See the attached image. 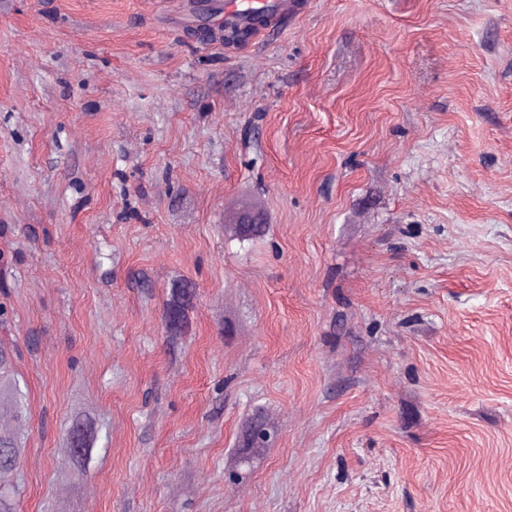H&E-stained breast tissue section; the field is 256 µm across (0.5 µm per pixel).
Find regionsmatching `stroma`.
Masks as SVG:
<instances>
[{
	"label": "stroma",
	"instance_id": "1",
	"mask_svg": "<svg viewBox=\"0 0 512 512\" xmlns=\"http://www.w3.org/2000/svg\"><path fill=\"white\" fill-rule=\"evenodd\" d=\"M218 2L0 0V490L512 512V0H300L234 46ZM195 285L188 280L178 282L172 288L171 299L167 303V310H181L183 316V324L186 318V310L189 304H186L187 299H193L196 293ZM8 378L2 383V378ZM0 401L10 402L13 409V420L15 425L10 429L0 427V469L8 470L15 468L20 454L21 438L19 431L23 422L26 420V407L24 394L12 374V356L0 348ZM1 448H9L10 456L6 459L1 456ZM13 458L12 463L8 464V459Z\"/></svg>",
	"mask_w": 512,
	"mask_h": 512
}]
</instances>
